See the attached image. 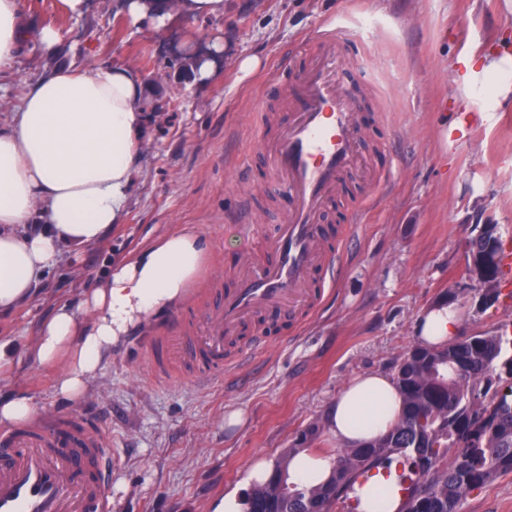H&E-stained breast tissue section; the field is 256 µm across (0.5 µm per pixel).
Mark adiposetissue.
Returning a JSON list of instances; mask_svg holds the SVG:
<instances>
[{
  "instance_id": "adipose-tissue-1",
  "label": "adipose tissue",
  "mask_w": 512,
  "mask_h": 512,
  "mask_svg": "<svg viewBox=\"0 0 512 512\" xmlns=\"http://www.w3.org/2000/svg\"><path fill=\"white\" fill-rule=\"evenodd\" d=\"M138 24L162 25L173 13L206 18L224 13V0H120ZM63 38L53 24L33 29L21 18L20 0H0V79L11 77L25 49L52 64L27 83L19 104L0 125V314L32 300L39 278L55 267L63 248L102 240L122 223L145 150L147 87L129 65L83 70L57 62ZM208 243L187 226L159 238L110 274L82 299L83 319L59 305L33 338L29 356L61 366L55 390L77 400L112 358L130 327L180 301L200 272ZM461 325L451 306L438 304L418 319V342L438 346ZM402 398L382 372L353 377L328 410V433L337 446L355 448L386 434L402 413ZM336 455H295L290 484L326 483ZM399 487L392 474H374L360 491L357 512H395Z\"/></svg>"
}]
</instances>
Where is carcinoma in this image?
Masks as SVG:
<instances>
[{"label":"carcinoma","instance_id":"cac0c4a2","mask_svg":"<svg viewBox=\"0 0 512 512\" xmlns=\"http://www.w3.org/2000/svg\"><path fill=\"white\" fill-rule=\"evenodd\" d=\"M484 287L478 305L493 306L500 272L478 270ZM512 379L509 326L457 338L436 348L414 346L393 380L403 399L400 419L383 437L340 452L331 480L291 489L288 463L322 434L316 424L301 432L247 496L246 512H333L335 504L375 469L396 470L405 495L398 512H459L473 490L512 472V393L493 379Z\"/></svg>","mask_w":512,"mask_h":512}]
</instances>
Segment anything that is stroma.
Listing matches in <instances>:
<instances>
[{
  "mask_svg": "<svg viewBox=\"0 0 512 512\" xmlns=\"http://www.w3.org/2000/svg\"><path fill=\"white\" fill-rule=\"evenodd\" d=\"M21 2L28 26L61 30L67 60L131 64L148 86L149 146L123 223L98 244L64 249L34 300L0 316V341L19 351L11 390L39 412L79 414L111 435L112 512H217L229 493H249L253 465L275 463L354 376L394 374L417 343L420 314L437 302L462 310L464 336L512 324V272L485 310L466 273L467 244L482 225H497L512 250V0H224L223 16L174 13L160 28L132 25L116 0H88L80 18L60 0ZM335 24L371 79L357 109L369 162L391 174L381 189L346 181L325 217L327 243L351 251L338 284L298 323L269 332L253 320L250 331L268 342L235 379L194 382L177 359L154 371V338L174 317L193 323L189 307L206 309L230 287L226 265L262 252L254 225L283 218L287 201L266 192L256 151L257 96L282 54L301 68L313 32ZM211 44L220 63L204 81L173 56ZM246 56L262 65L244 79L237 61ZM493 57L502 65L489 74ZM43 63L34 52L18 58L0 88L1 121ZM244 193L254 201L248 229L238 224ZM188 224L209 250L184 298L130 328L80 404L59 397L56 370L23 353L41 321L60 303L83 316L84 294L113 263ZM233 411L242 421L230 427ZM459 512H512V475L472 491Z\"/></svg>",
  "mask_w": 512,
  "mask_h": 512,
  "instance_id": "1",
  "label": "stroma"
}]
</instances>
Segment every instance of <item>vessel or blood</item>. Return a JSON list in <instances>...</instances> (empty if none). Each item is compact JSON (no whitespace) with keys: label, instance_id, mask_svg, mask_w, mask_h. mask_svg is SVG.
<instances>
[{"label":"vessel or blood","instance_id":"vessel-or-blood-1","mask_svg":"<svg viewBox=\"0 0 512 512\" xmlns=\"http://www.w3.org/2000/svg\"><path fill=\"white\" fill-rule=\"evenodd\" d=\"M319 41L324 51L286 92L282 113L261 116L267 188L291 207L266 236L265 256L237 269L234 287L216 291L213 313L175 339L174 354L199 380L223 374L225 345L251 316L312 310L316 287H333L346 261L326 249L321 218L340 182L365 161L354 100L366 74L349 66L351 40L340 28ZM110 447L109 436L79 415H44L0 432V512H112Z\"/></svg>","mask_w":512,"mask_h":512}]
</instances>
